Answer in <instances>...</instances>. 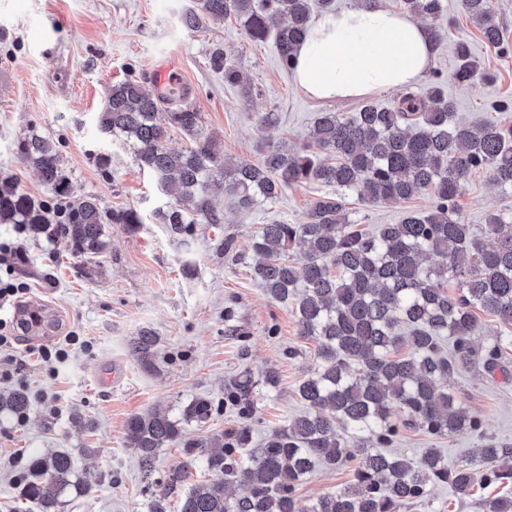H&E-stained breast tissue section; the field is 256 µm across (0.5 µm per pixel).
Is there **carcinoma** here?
<instances>
[{
	"instance_id": "cac0c4a2",
	"label": "carcinoma",
	"mask_w": 512,
	"mask_h": 512,
	"mask_svg": "<svg viewBox=\"0 0 512 512\" xmlns=\"http://www.w3.org/2000/svg\"><path fill=\"white\" fill-rule=\"evenodd\" d=\"M332 5L333 0H193L182 24L196 31L206 20L232 17L251 42L272 33L280 65L291 71L313 7L329 12ZM461 6L479 21L488 45L508 52L489 0H461ZM442 7V0H401L412 15L436 17ZM209 64L224 74V83L242 84L226 50L214 49ZM477 74L476 62L459 44L452 78L468 83ZM98 124L129 145L139 167L173 200L156 218L176 236L193 234L197 224L221 223L217 187L244 212L274 202L295 184L332 188L311 202L305 222L262 224L251 245L255 278L273 298L293 297L300 334L318 345L316 367L298 386L305 411L271 431L258 448L251 447L247 424L227 436L187 437L182 424L205 423L218 410L203 397L183 407L178 419L150 411L127 420L125 444L137 452L146 475L154 472L161 449H184L186 460L167 475L169 490L180 492L179 512H400L427 498L438 483L466 498L477 484L512 481V446L486 436L480 418L466 411L449 384L476 364L495 373L512 347V336L503 335L479 345L475 314L481 310L512 330V212L489 214L488 239L482 240L456 206L464 181L479 170L512 189V127L457 119L435 73L425 93L408 91L389 107L367 103L351 115L319 113L310 142L292 150L270 146L258 163L219 157L186 94L160 92L139 78L109 88ZM173 130L188 136L190 145L169 148ZM17 155L49 195L35 199L1 181L0 224H22L35 237L63 241L74 256L94 259L108 249L106 225L143 223L135 208L107 210L95 196L70 199L69 176L49 138L25 137ZM425 192L433 197L426 216L410 214L373 232L349 219L350 193L377 204ZM156 342L143 331L134 351L147 361ZM252 388L251 374H243L224 402L247 412ZM28 407L21 389L0 394V411L23 414ZM339 425L351 431L353 442L337 431ZM402 427L438 436L471 434L480 445L451 466L438 448L412 459L369 447L392 443ZM198 460L211 479L185 491L183 482ZM320 465L349 466L351 480L305 503L298 489ZM235 483L246 487L244 494L228 493ZM91 491V483L77 477L72 456L57 452L31 460L21 497L39 512H54L60 496ZM471 508L512 512V496L479 497Z\"/></svg>"
}]
</instances>
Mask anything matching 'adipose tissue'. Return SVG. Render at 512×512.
Instances as JSON below:
<instances>
[{"label":"adipose tissue","mask_w":512,"mask_h":512,"mask_svg":"<svg viewBox=\"0 0 512 512\" xmlns=\"http://www.w3.org/2000/svg\"><path fill=\"white\" fill-rule=\"evenodd\" d=\"M432 58L428 28L372 0L313 21L293 77L311 98L349 99L410 89Z\"/></svg>","instance_id":"1"}]
</instances>
